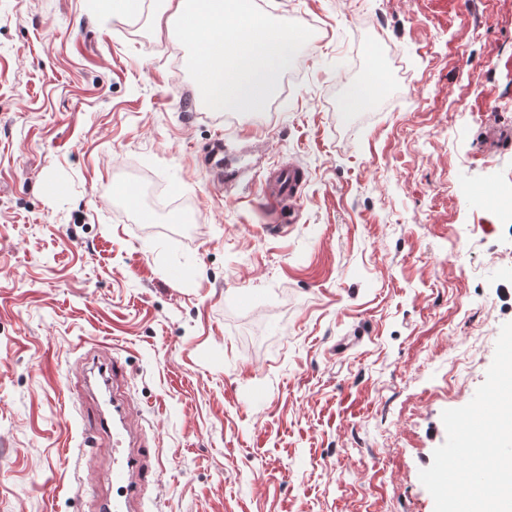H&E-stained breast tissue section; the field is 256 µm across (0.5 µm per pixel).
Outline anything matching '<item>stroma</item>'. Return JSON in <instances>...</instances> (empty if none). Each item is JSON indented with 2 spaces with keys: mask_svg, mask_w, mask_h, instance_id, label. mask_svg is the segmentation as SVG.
<instances>
[{
  "mask_svg": "<svg viewBox=\"0 0 512 512\" xmlns=\"http://www.w3.org/2000/svg\"><path fill=\"white\" fill-rule=\"evenodd\" d=\"M256 2L322 30L264 111L219 113L149 2L0 0V512L111 494L109 441L78 452L97 344L155 452L144 512H434L441 414L512 322V138L485 136L512 131V0ZM119 184L184 209L142 223ZM384 82L385 76L376 72L364 84L354 86L349 92L346 107L352 110L366 106L381 90ZM301 182L302 175L297 167L291 164L281 166L275 173L272 192L289 201H296L299 198ZM82 360L92 363L99 367L100 373L106 378V383L110 387L124 378V365L116 356L100 355L96 351L89 350L82 356Z\"/></svg>",
  "mask_w": 512,
  "mask_h": 512,
  "instance_id": "obj_1",
  "label": "stroma"
}]
</instances>
